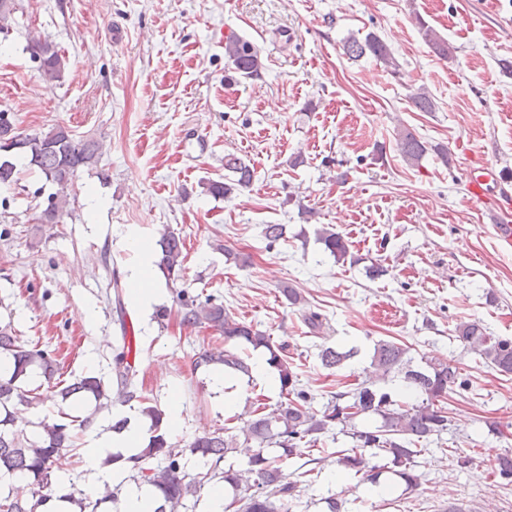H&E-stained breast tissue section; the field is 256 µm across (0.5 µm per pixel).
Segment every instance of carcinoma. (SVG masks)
I'll list each match as a JSON object with an SVG mask.
<instances>
[{
    "instance_id": "cac0c4a2",
    "label": "carcinoma",
    "mask_w": 512,
    "mask_h": 512,
    "mask_svg": "<svg viewBox=\"0 0 512 512\" xmlns=\"http://www.w3.org/2000/svg\"><path fill=\"white\" fill-rule=\"evenodd\" d=\"M420 31L438 57L452 58V47L443 36L423 22ZM342 48L352 61L370 57L393 73L399 70L391 47L374 32L361 38L351 34L344 39ZM29 51L39 63L38 71L43 79L61 78L66 58L52 43L36 40L29 45ZM225 54L240 77L259 76L260 54L249 41L236 36L229 38ZM4 116L0 112V124L10 131L13 145L8 152L0 151V156L8 154L0 159L1 187L17 180L19 170L11 160L15 154L22 155L30 167L55 184L65 199L71 195L78 172L97 166L102 153L98 140L78 138L62 125L26 134ZM397 146L403 159L411 165L419 163L430 150L443 160L448 154L443 146L427 147L407 129L397 132ZM224 170L230 176L208 185L209 193L215 197L227 199L252 182L253 169L239 157L224 156ZM318 240L336 261L343 262L348 257L349 244L335 228H322ZM158 245L157 265L168 275L179 276L183 271V236L166 227ZM112 289L121 332V345L112 359V377L117 386L112 396L108 395L103 378L98 376H84L71 383L54 381L58 367L48 346L38 338L16 336L0 326V358L12 360V370L0 372V480L10 474L31 479V495L27 499L12 495L11 490L0 485V512H50L57 458L67 448L76 449L79 432L93 423L105 400L121 404L135 400L140 415L150 420V436L144 448L126 458L110 453L105 463L125 459L129 463L128 481L150 487L158 498L155 512H182L187 498L214 479L224 481L232 489L231 501L239 502L240 512H290L299 497L298 484L286 480L282 465L293 459L303 460L305 466L326 461L324 456H313L314 447L322 437L336 431L351 439V446L337 451V463L343 469L362 475L363 481L374 486L380 484L385 474L411 490L417 486L416 458L423 446L448 431L450 419L445 396L456 387L469 386L454 361L422 357L416 362L412 347L380 339L373 343L369 354L375 380L331 394L322 410L316 412L311 407L314 395L302 388L284 344L250 323L235 320L224 304L215 302L213 297L191 296L181 289L175 299L180 324L209 329L223 339L198 353L195 367L221 365L226 373L249 378L252 364L248 350L252 349L262 351L278 374L280 401L273 406L252 402L245 411L249 420L241 431L245 433L244 441L254 445L255 450L242 468L226 469L224 460L236 449V436L229 434L228 428L216 427L195 436L187 447L178 448L163 428V411L134 390L138 353L135 330L126 326L125 293L116 276ZM282 293L291 305L301 307L302 321L309 333L321 337L325 316L307 307L297 289L288 286ZM453 340L466 352L476 355L478 361L502 375H512V338L493 336L481 322L473 320L457 323ZM358 354L356 347L346 349L326 343L319 349L321 364L327 369H340ZM396 372L401 374L400 382L410 394L408 402L395 399L389 390ZM33 373L40 374L44 382L30 388L26 382ZM90 399L95 405L88 414L80 418L71 414L72 409L81 408ZM50 401L57 408L56 421L41 424L40 439L32 440L15 427L18 407L37 409ZM187 453L201 457L205 468L194 475L188 474L184 462ZM492 476L508 484L512 482V454L496 458ZM75 493L77 489L71 485L65 498L78 505L79 512H97L102 504H118L122 485L104 488L95 499L83 493L77 498Z\"/></svg>"
}]
</instances>
